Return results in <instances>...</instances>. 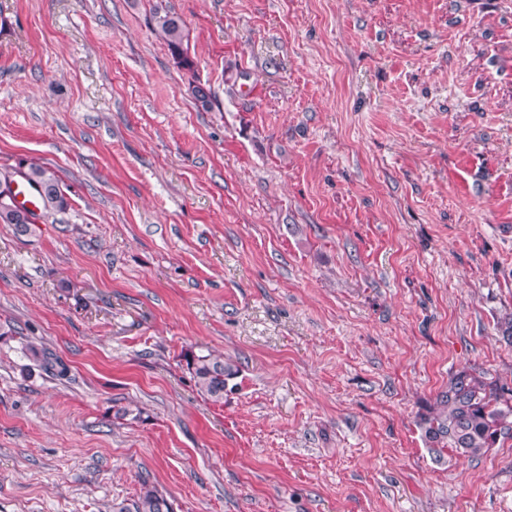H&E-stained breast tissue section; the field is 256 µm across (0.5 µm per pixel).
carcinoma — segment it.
Segmentation results:
<instances>
[{"label":"carcinoma","mask_w":512,"mask_h":512,"mask_svg":"<svg viewBox=\"0 0 512 512\" xmlns=\"http://www.w3.org/2000/svg\"><path fill=\"white\" fill-rule=\"evenodd\" d=\"M151 23L165 41L179 66L187 71L195 68L189 54L188 32L178 15L157 9ZM37 189L41 212L36 214L15 200L13 176ZM68 199L56 171L47 166L19 163L11 172L0 173V224H9L19 234H29L38 220L66 211ZM30 357L45 371L64 377L67 366L43 348H29ZM186 365L197 391L214 403L224 402L229 380L237 377L236 366L224 356L211 351L189 352ZM440 409L424 419L425 435L439 455L451 449L476 456L493 447L499 437L512 434V388L504 387L469 370L458 372L448 383V390L438 395ZM133 512H174L173 504L155 486L142 483L133 504Z\"/></svg>","instance_id":"cac0c4a2"}]
</instances>
